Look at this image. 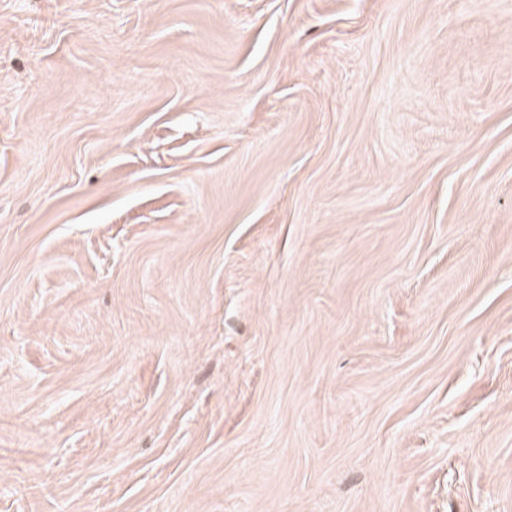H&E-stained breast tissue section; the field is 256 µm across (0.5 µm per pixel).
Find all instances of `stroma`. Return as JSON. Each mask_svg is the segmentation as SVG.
I'll list each match as a JSON object with an SVG mask.
<instances>
[{"mask_svg": "<svg viewBox=\"0 0 512 512\" xmlns=\"http://www.w3.org/2000/svg\"><path fill=\"white\" fill-rule=\"evenodd\" d=\"M0 512H512V0H0Z\"/></svg>", "mask_w": 512, "mask_h": 512, "instance_id": "stroma-1", "label": "stroma"}]
</instances>
